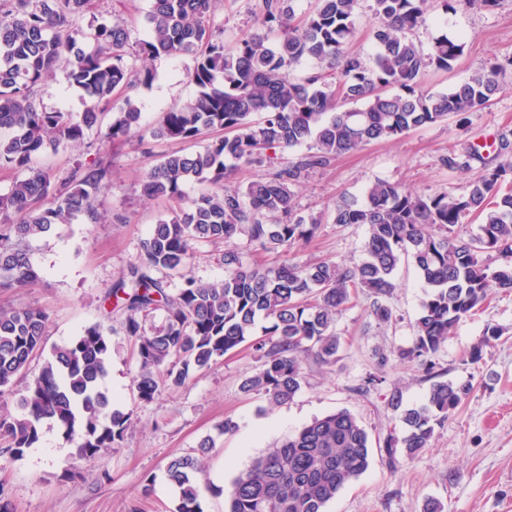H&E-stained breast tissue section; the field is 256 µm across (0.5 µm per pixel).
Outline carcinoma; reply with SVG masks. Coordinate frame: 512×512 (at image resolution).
Instances as JSON below:
<instances>
[{"instance_id": "1", "label": "carcinoma", "mask_w": 512, "mask_h": 512, "mask_svg": "<svg viewBox=\"0 0 512 512\" xmlns=\"http://www.w3.org/2000/svg\"><path fill=\"white\" fill-rule=\"evenodd\" d=\"M315 11L292 23V0H264L261 30L226 48L211 24L213 0H151L146 36L130 44L126 28L103 16L83 28L75 20L90 0H0V168L24 177L0 194V290L28 288L39 278L26 243L60 224H96L97 194L110 180L103 160L76 164L59 183L35 159L77 142L112 113L105 138H127L140 129V88L153 72L139 62L191 55L189 72L196 95L162 112L152 129L156 139L193 141L213 131L202 150L174 152L152 164L142 180L149 197L176 203L143 241L139 264L110 293L122 306L126 335L134 340L139 400L152 401L166 382L183 384L244 343L263 359L241 386L265 396L272 406L292 400L304 381V363L336 361L337 316L357 292L371 299L372 314L389 322L395 272L410 259L430 291L413 325V345L399 351L426 372L431 357L459 322L488 297L490 287L512 292V156L498 154L491 167L475 149L444 159L450 169L472 168L476 176L458 195L418 193L378 180L364 200L342 199L333 223L364 225V259L255 267L242 253L224 250V280L202 283L189 276L192 246L237 236L261 249L291 248L312 238L319 220L296 216L295 186L309 171L342 154L409 130L484 108L504 90L503 69L493 63L446 92L419 89L423 73L450 70L463 45L446 37L425 49L412 37L423 23L429 0H374L375 49L364 58L348 49L358 0H317ZM446 12L490 8L497 0H440ZM303 59L328 64L303 82L290 78ZM60 65L84 103L78 113L49 110L38 99L39 85ZM125 92L119 108L113 93ZM309 144L303 160L282 165L244 188L188 199L192 182L221 184L238 167ZM472 218L478 233L463 232ZM176 273L183 284L170 293L153 277ZM162 307L165 326L147 333L136 314ZM264 319L267 338L254 336ZM48 321L38 307L0 310V400L10 395L42 349ZM112 328L96 325L75 340L54 347L20 400V416L0 414V455L22 456L39 440L41 423L55 421L75 443L79 457H94L124 439L132 413L114 408L105 385L111 362ZM471 387L434 382L422 403L405 407L399 391L388 405L400 412L405 433L383 442L389 465L430 446L435 427L448 420ZM212 439L193 455L174 456L165 466L176 493L175 512H203L198 474ZM371 447L365 428L347 411L316 418L282 443L254 457L228 490L227 512H325L326 505L369 468Z\"/></svg>"}]
</instances>
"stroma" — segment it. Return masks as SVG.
<instances>
[{
	"mask_svg": "<svg viewBox=\"0 0 512 512\" xmlns=\"http://www.w3.org/2000/svg\"><path fill=\"white\" fill-rule=\"evenodd\" d=\"M149 0H92L90 16L105 15L125 25L132 40L145 35L143 16ZM262 16V0H215L214 32L225 46L235 45L255 30ZM459 40L462 56L450 71H429L423 89L445 91L472 72L493 62L504 65V91L489 108L410 130L373 142L312 170L295 192L298 215L316 217L320 225L308 241L292 249L263 251L245 238L235 241L251 266L287 261L360 262L366 228L339 226L332 211L340 197L363 198L367 187L385 180L425 193H461L472 173L451 169L443 160L449 151L481 146L493 161L501 140L512 142V0H499L495 9H460L444 13L433 4L417 41L430 46L440 36ZM154 81L140 88L141 128L126 141L104 143L98 130L84 141L60 148L38 159L40 167L64 177L76 162L103 158L112 163L108 189L98 195L106 216L101 224H62L49 236L30 244L38 268L36 285L0 292V306L8 309L39 307L49 316L45 348L68 343L97 324L112 329L111 365L106 385L116 407L131 412L132 423L119 447L91 458L76 454L73 443L53 421L41 425L39 441L19 458L0 456V483L15 512H173L176 495L165 479V466L174 456L194 453L203 437L214 446L205 460L204 478L211 486L202 497L203 512H225L224 491L253 457L281 442L314 418L338 410L349 411L367 430L371 442L402 436L403 425L388 405L391 391L402 393L404 406L421 403L433 379L466 383L472 388L447 421L436 427L431 445L410 459L390 467L380 450H373L369 469L343 488L325 512H421L434 498L444 512H512V293L492 291L486 305L464 318L433 357L434 373L426 375L415 363L400 361L397 350L413 343V324L426 290L414 266L401 263L397 287L389 300L390 322L376 320L367 297L344 311L336 321L341 346L335 364H306V378L290 402L272 408L265 398L247 394L243 380L261 360L249 346L219 359L183 385H164L150 402L132 391L136 359L132 340L125 335L122 309H108L104 299L128 268L139 260L141 244L170 204L141 191L150 163L174 151L203 149L202 135L190 142L152 138L151 130L163 111L181 106L195 95L187 73L192 56L160 57L147 63ZM38 97L50 110L79 112L84 108L78 91L70 89L65 70L42 84ZM224 241L195 244L188 272L211 282L224 277ZM503 334L484 347L482 358L471 361V347L487 327ZM386 366H379L380 355ZM380 374L382 384L364 390L369 375ZM237 429H219L224 419Z\"/></svg>",
	"mask_w": 512,
	"mask_h": 512,
	"instance_id": "35a3bbf8",
	"label": "stroma"
}]
</instances>
